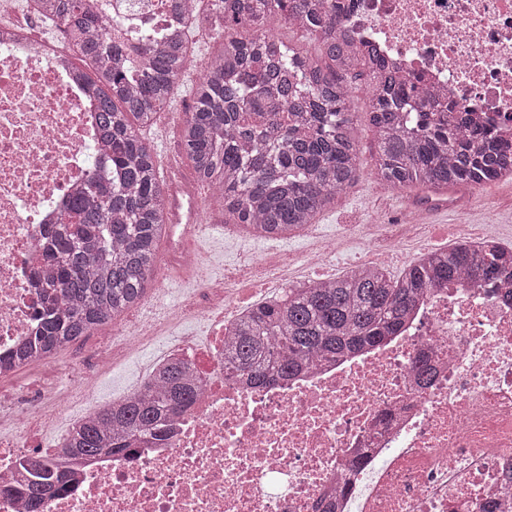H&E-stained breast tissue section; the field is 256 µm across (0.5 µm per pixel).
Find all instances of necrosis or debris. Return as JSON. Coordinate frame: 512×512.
<instances>
[{
    "mask_svg": "<svg viewBox=\"0 0 512 512\" xmlns=\"http://www.w3.org/2000/svg\"><path fill=\"white\" fill-rule=\"evenodd\" d=\"M336 32L374 45L385 66L445 91L476 121L512 142V0H334ZM21 18L0 41V357L41 329L33 274L41 245L70 198L90 178L109 180L110 157L71 46L51 37L32 0H5ZM109 38L127 45L142 31L165 39L172 0H90ZM295 258L310 271L351 264L352 244L374 265L363 225L358 241L302 228ZM276 252L226 267L199 283L200 298L161 318L113 326L121 351L103 350L99 370L73 385L17 388L0 400V512H25L17 487L27 460L58 462L65 492L43 512H512V282L470 276L427 290L392 337L267 384L224 373V341L239 306L242 273L279 270ZM192 336L167 335L185 317ZM162 360L187 361L203 380L190 408L159 439L91 459L35 447L26 425L66 433L99 409L96 385L119 358L153 339ZM430 369L421 378L419 366Z\"/></svg>",
    "mask_w": 512,
    "mask_h": 512,
    "instance_id": "4bbe7bcc",
    "label": "necrosis or debris"
}]
</instances>
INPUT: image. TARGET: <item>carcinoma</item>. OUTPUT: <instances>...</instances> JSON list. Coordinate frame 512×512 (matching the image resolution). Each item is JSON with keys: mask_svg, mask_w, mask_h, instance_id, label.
<instances>
[{"mask_svg": "<svg viewBox=\"0 0 512 512\" xmlns=\"http://www.w3.org/2000/svg\"><path fill=\"white\" fill-rule=\"evenodd\" d=\"M45 14L64 19L93 70L81 74L98 112L112 180L90 179L64 215V232L42 250L47 288L39 334L15 355L16 365L58 352L141 302L167 233V211L155 151L145 136L187 75L185 59L196 24H177L160 43L108 46L104 22L83 0H41ZM212 55L192 87L193 106L180 124L181 149L196 179L224 199V223L251 234L285 236L332 208L361 175L350 110V82L368 88L375 134L374 177L392 188L479 187L512 178V144L476 128L462 108L438 100L416 81L379 68L369 53L336 39L327 0H220ZM279 14L312 37L319 55L287 46L265 20ZM146 60L132 77L119 61ZM512 278V249L487 242L430 251L393 276L361 266L323 283L290 288L280 301L238 318L224 341L229 373L265 384L382 341L422 294L465 276ZM200 381L188 366H161L151 385L114 401L68 438L74 456L119 454L193 403ZM29 512L63 491L57 466H26Z\"/></svg>", "mask_w": 512, "mask_h": 512, "instance_id": "carcinoma-1", "label": "carcinoma"}]
</instances>
